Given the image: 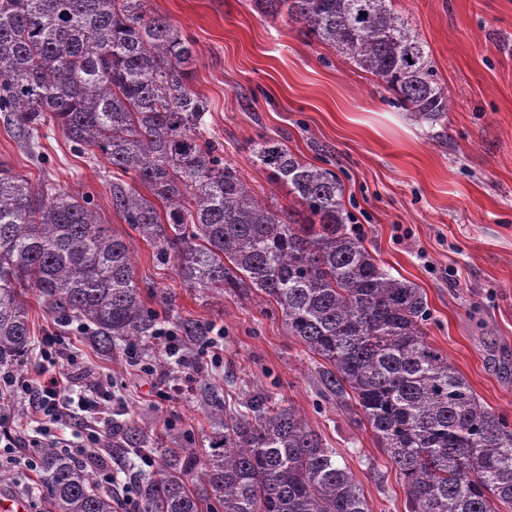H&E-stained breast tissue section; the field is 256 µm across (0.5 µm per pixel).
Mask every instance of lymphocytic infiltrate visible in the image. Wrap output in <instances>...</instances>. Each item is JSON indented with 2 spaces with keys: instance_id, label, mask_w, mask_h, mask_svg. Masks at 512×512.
I'll use <instances>...</instances> for the list:
<instances>
[{
  "instance_id": "obj_1",
  "label": "lymphocytic infiltrate",
  "mask_w": 512,
  "mask_h": 512,
  "mask_svg": "<svg viewBox=\"0 0 512 512\" xmlns=\"http://www.w3.org/2000/svg\"><path fill=\"white\" fill-rule=\"evenodd\" d=\"M54 344L52 337L44 338L33 365L34 379H21L13 373L0 372V399L12 398L17 392H24L36 413L31 437L14 434L7 428L0 430V442L12 451L7 458L8 463L32 466V459H21L16 454L17 449L26 446L37 448L47 439L54 440L56 447L62 451L72 452V444L58 438L56 432L60 425L77 414L84 420L83 442L89 446L100 443L103 430L112 431L117 427L112 417L111 399L106 393V382L96 379L84 381L49 370L47 361Z\"/></svg>"
}]
</instances>
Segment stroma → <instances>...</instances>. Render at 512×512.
<instances>
[{
  "mask_svg": "<svg viewBox=\"0 0 512 512\" xmlns=\"http://www.w3.org/2000/svg\"><path fill=\"white\" fill-rule=\"evenodd\" d=\"M426 45L450 98L443 137L400 108L353 63L318 45L287 17L259 13L253 0H149L194 41L192 87L209 105L211 134L224 156L268 204L292 209L286 187L252 158L253 140L285 141L305 161L336 171L345 204L363 226L378 265L422 288L428 340L467 380L482 404L512 423V0H393ZM38 152L0 125V163L90 198L101 223L132 249L146 306L207 329L189 346L200 368L192 382L155 384L136 365L138 345L100 350L75 326L57 322L28 295L31 352L58 337L55 369L113 378L112 406L144 429L187 434L207 447L211 428L201 395L226 407L273 393L336 451L370 512H405L406 489L390 458L345 407L324 398L318 365L288 335L280 313L249 297L202 302L181 288L112 207V171L94 151L74 152L61 131L41 132ZM174 295L173 307L161 296ZM223 340L222 360L211 341ZM23 496L44 512L35 472L0 467V498Z\"/></svg>",
  "mask_w": 512,
  "mask_h": 512,
  "instance_id": "1",
  "label": "stroma"
}]
</instances>
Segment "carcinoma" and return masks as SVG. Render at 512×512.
Segmentation results:
<instances>
[{
    "instance_id": "carcinoma-1",
    "label": "carcinoma",
    "mask_w": 512,
    "mask_h": 512,
    "mask_svg": "<svg viewBox=\"0 0 512 512\" xmlns=\"http://www.w3.org/2000/svg\"><path fill=\"white\" fill-rule=\"evenodd\" d=\"M282 14L397 95L417 122L448 120L429 52L392 0H253ZM148 0H0V113L31 145L56 127L77 152L94 150L131 178L112 183V208L201 299L262 295L288 335L322 358V395L358 407L403 477L406 512H512V426L427 341V296L376 263L343 200L336 171L261 137L256 162L306 213L259 200L206 137L207 102L191 87L192 40ZM148 194L140 192L139 187ZM114 340L150 347L157 314L140 296L126 239L99 223L86 198L0 164V367L24 359V303ZM207 456L173 436L165 448L122 425L113 451L151 460L129 479L138 512H370L351 472L291 406L258 391L228 419L204 396ZM50 512H118L96 479L98 452L36 449Z\"/></svg>"
}]
</instances>
